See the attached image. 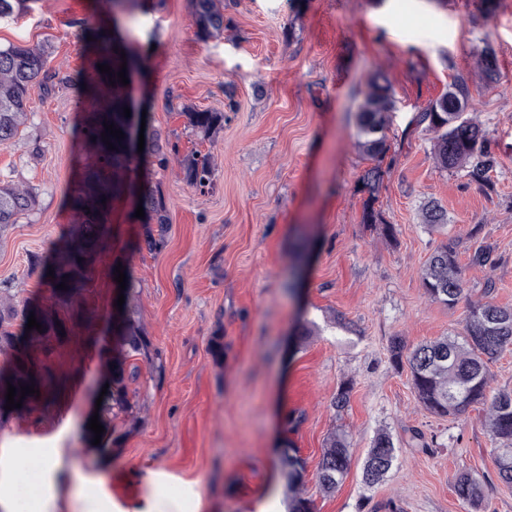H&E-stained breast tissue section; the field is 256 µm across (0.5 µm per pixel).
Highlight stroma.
Returning a JSON list of instances; mask_svg holds the SVG:
<instances>
[{"instance_id": "35a3bbf8", "label": "stroma", "mask_w": 512, "mask_h": 512, "mask_svg": "<svg viewBox=\"0 0 512 512\" xmlns=\"http://www.w3.org/2000/svg\"><path fill=\"white\" fill-rule=\"evenodd\" d=\"M153 2L117 22L143 60L124 91L146 104L149 126L179 154L163 167L136 163L126 181L133 191L144 182L158 191L167 224L132 219L130 195L112 201L108 245L80 293L54 295L47 273L55 250L79 231L69 200L86 174L112 175L80 134L96 100L32 87L23 136L0 145V178L40 192L33 213L0 230V281L16 304L48 310L65 331L46 345L28 342L55 385L26 409L0 414V443L28 449V466L39 464V449H61L71 467L105 474L111 495L121 470L150 469L167 489L198 485L214 512H254L271 488L286 489L280 456L291 446L305 462L297 489L313 512H468L453 485L465 471L493 472L487 408L432 415L388 348L395 337L414 346L462 329L464 305L430 301L421 280L447 235L459 241L467 299H482L490 278L493 302L512 308V0L491 14L482 0H224V32L206 41L195 35L191 0ZM90 3L36 0L0 22V45L46 43L48 69H89ZM487 47L498 68L490 85ZM377 71L395 94L379 225L361 221L358 179L369 162L354 123ZM457 76L471 91L468 116L500 162L486 181L439 170L432 133L412 122ZM193 109L223 113V126L197 141L185 116ZM195 145L212 161L213 187L203 192L178 161ZM428 200L447 210L445 233L422 224ZM150 235L163 237L160 249L146 248ZM484 242L501 256L495 269L470 263ZM119 265L131 288L119 289ZM128 317L148 352L128 384L135 406L117 420L111 454L99 455L84 421L115 355L114 323ZM344 384L350 402L339 412L332 401ZM290 417L298 423L289 430ZM415 429L436 446L412 440ZM382 430L394 438L396 461L368 487L362 468ZM334 431L348 434L351 462L328 494L317 467Z\"/></svg>"}]
</instances>
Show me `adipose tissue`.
I'll return each instance as SVG.
<instances>
[{"label": "adipose tissue", "instance_id": "ef3b65f1", "mask_svg": "<svg viewBox=\"0 0 512 512\" xmlns=\"http://www.w3.org/2000/svg\"><path fill=\"white\" fill-rule=\"evenodd\" d=\"M43 460L41 493L37 512H98V501L90 497V486L101 484L96 474L73 477L57 448L41 449ZM120 481L129 489L124 501H113L112 512H205L208 503L194 485L175 493L164 492L152 471L120 473Z\"/></svg>", "mask_w": 512, "mask_h": 512}]
</instances>
